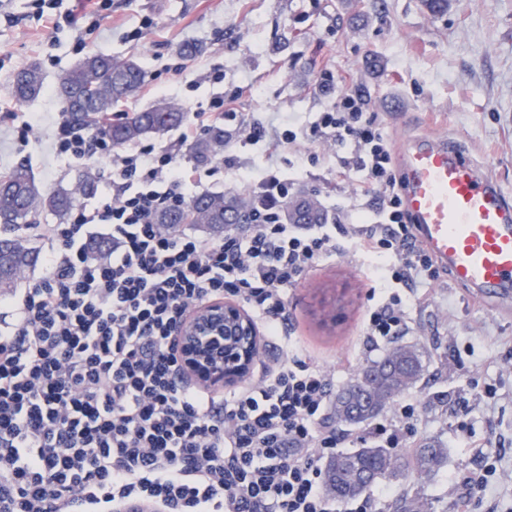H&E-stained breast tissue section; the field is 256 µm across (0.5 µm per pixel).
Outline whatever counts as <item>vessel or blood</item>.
<instances>
[{"mask_svg": "<svg viewBox=\"0 0 512 512\" xmlns=\"http://www.w3.org/2000/svg\"><path fill=\"white\" fill-rule=\"evenodd\" d=\"M398 164L416 240L473 297L512 301V198L445 138L405 142Z\"/></svg>", "mask_w": 512, "mask_h": 512, "instance_id": "1", "label": "vessel or blood"}]
</instances>
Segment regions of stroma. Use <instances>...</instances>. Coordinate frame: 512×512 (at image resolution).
<instances>
[{
  "label": "stroma",
  "instance_id": "obj_1",
  "mask_svg": "<svg viewBox=\"0 0 512 512\" xmlns=\"http://www.w3.org/2000/svg\"><path fill=\"white\" fill-rule=\"evenodd\" d=\"M0 15V173L25 163L45 188L73 185L81 167L54 156L51 143L63 119L54 89L84 54L134 59L154 92L139 91L121 105L139 111L167 98L185 114L204 112L217 96L239 93L242 119L265 127L313 121L328 105L318 92L321 70L333 71L344 89L363 94L376 112L391 148L429 134L460 143L487 167L512 197V0H451L433 15L421 0H112L99 32L54 29L28 16L27 0H8ZM152 17L157 29L137 42L125 35ZM188 42L203 46L185 58ZM38 65L44 93L26 104L12 93L16 71ZM222 72L223 82L210 81ZM37 121L39 140L18 148L10 135L22 121ZM225 154L236 167L210 172L198 163L179 131L159 138L193 172L189 192L241 191L239 171L265 166L264 145L240 146V131L225 126ZM315 166L294 165L288 175L295 194L314 199L344 223L368 222L371 211L358 179L340 180L342 148L311 146ZM372 260L348 251L308 274L288 302V331L297 350L349 382L380 351H365L363 320L374 287ZM402 343L428 358L427 381L399 396L416 408L415 441L434 439L448 450L445 462L425 475L387 480L391 496L375 512H394L395 495L409 490L424 512H455L465 477L496 473L477 512H512V303L476 300L441 274L426 295L412 302ZM495 385V403L478 398L477 385ZM484 443L482 454L469 444Z\"/></svg>",
  "mask_w": 512,
  "mask_h": 512
}]
</instances>
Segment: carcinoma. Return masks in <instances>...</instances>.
Listing matches in <instances>:
<instances>
[{
	"label": "carcinoma",
	"mask_w": 512,
	"mask_h": 512,
	"mask_svg": "<svg viewBox=\"0 0 512 512\" xmlns=\"http://www.w3.org/2000/svg\"><path fill=\"white\" fill-rule=\"evenodd\" d=\"M144 69L132 60L91 54L68 70L59 81L58 97L63 104L65 126L91 128L119 149L147 138H159L185 120V113L168 100L134 112L123 119H112L114 104L133 97L145 81ZM44 88L38 66L19 70L13 82L17 101L37 97ZM194 157L208 162L224 154V130L214 128L190 146ZM97 189L96 176H78L73 188L40 187L27 165L16 164L0 174V294L13 291L20 275L32 269L39 254L20 229L34 223L36 215L48 212L63 219L80 195ZM251 201L244 194L207 195L189 199L178 211L160 215L161 224H197L221 237L227 216H245ZM295 223L314 224L321 220L314 200L303 201L286 212ZM426 372L423 353L413 346L393 345L381 358L368 362L353 380L341 388L333 401L331 418L340 424L360 426L375 419L404 391L421 381ZM445 456V449L430 441L414 451L363 445L333 456L327 463L328 492L338 503H345L365 492L376 482L409 472H429Z\"/></svg>",
	"instance_id": "cac0c4a2"
}]
</instances>
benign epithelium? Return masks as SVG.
I'll list each match as a JSON object with an SVG mask.
<instances>
[{
    "label": "benign epithelium",
    "instance_id": "1",
    "mask_svg": "<svg viewBox=\"0 0 512 512\" xmlns=\"http://www.w3.org/2000/svg\"><path fill=\"white\" fill-rule=\"evenodd\" d=\"M179 361L194 382L221 390L243 381L262 349L261 331L232 299L195 308L176 336Z\"/></svg>",
    "mask_w": 512,
    "mask_h": 512
}]
</instances>
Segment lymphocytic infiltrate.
Instances as JSON below:
<instances>
[{
	"mask_svg": "<svg viewBox=\"0 0 512 512\" xmlns=\"http://www.w3.org/2000/svg\"><path fill=\"white\" fill-rule=\"evenodd\" d=\"M318 89L330 108L300 130L241 126L242 145L269 153L299 142L349 147L336 175L363 176L375 220L292 224L293 184L272 164L241 177L253 209L246 230L216 240L170 230L159 213L187 202L174 152L123 153L91 130L60 129L57 156L105 165L118 191L80 203L64 224H36L44 274L0 298V512H112L119 502L162 512H336L324 465L335 454L326 424L334 376L291 348L288 294L345 250L379 259L384 287L365 321L367 350L403 335L410 292L440 271L412 233L381 122L361 93L331 71ZM112 253H88L96 226ZM215 298L242 303L278 364L224 396L183 376L175 333Z\"/></svg>",
	"mask_w": 512,
	"mask_h": 512,
	"instance_id": "obj_1",
	"label": "lymphocytic infiltrate"
}]
</instances>
